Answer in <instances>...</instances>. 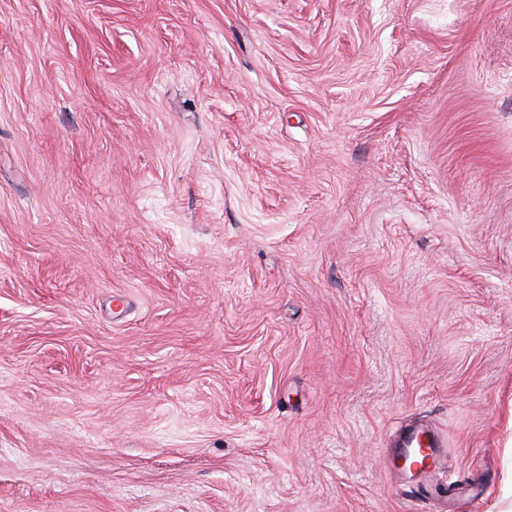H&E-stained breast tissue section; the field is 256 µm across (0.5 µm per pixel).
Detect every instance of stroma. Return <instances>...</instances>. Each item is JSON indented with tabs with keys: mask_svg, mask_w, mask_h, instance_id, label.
I'll use <instances>...</instances> for the list:
<instances>
[{
	"mask_svg": "<svg viewBox=\"0 0 512 512\" xmlns=\"http://www.w3.org/2000/svg\"><path fill=\"white\" fill-rule=\"evenodd\" d=\"M511 468L512 0H0V512H487ZM404 444L407 446L417 444L420 448H427V453L429 454L427 456L428 459L426 465L420 466V473L428 475L444 463L443 456L438 448L446 447L447 444L443 443V440L438 434L413 431L406 437Z\"/></svg>",
	"mask_w": 512,
	"mask_h": 512,
	"instance_id": "1",
	"label": "stroma"
}]
</instances>
